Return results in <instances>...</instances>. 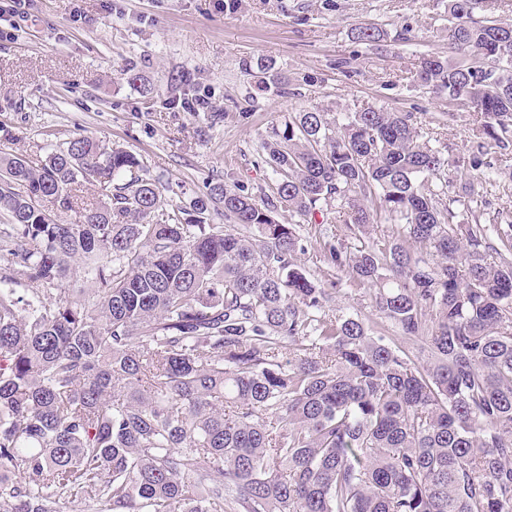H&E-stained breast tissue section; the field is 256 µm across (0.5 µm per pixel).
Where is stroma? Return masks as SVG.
Returning <instances> with one entry per match:
<instances>
[{
    "label": "stroma",
    "mask_w": 512,
    "mask_h": 512,
    "mask_svg": "<svg viewBox=\"0 0 512 512\" xmlns=\"http://www.w3.org/2000/svg\"><path fill=\"white\" fill-rule=\"evenodd\" d=\"M29 0L24 15L0 14V157L37 159L43 147L76 136L116 144L138 155L174 204L224 181L252 193L275 181L259 160L260 144L289 113L317 109L333 115L372 106L411 112L423 140L451 160L449 197L470 177L468 112L448 117L445 97L422 87L423 55L448 53V0ZM375 25L380 45L356 41ZM271 65L282 81L245 64ZM140 71L159 100L145 108L122 70ZM204 97L225 113L211 127L178 100ZM459 219L512 221V181L489 186L483 202ZM308 274L330 282L319 253L302 255ZM336 282V281H333ZM336 314L369 321L386 336L370 296L348 278L336 282Z\"/></svg>",
    "instance_id": "obj_1"
}]
</instances>
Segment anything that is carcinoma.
<instances>
[{
  "label": "carcinoma",
  "mask_w": 512,
  "mask_h": 512,
  "mask_svg": "<svg viewBox=\"0 0 512 512\" xmlns=\"http://www.w3.org/2000/svg\"><path fill=\"white\" fill-rule=\"evenodd\" d=\"M499 2L448 0L471 61L417 71L473 113L486 181L512 180L483 160L512 154V24L475 18ZM260 159L270 192L174 208L90 137L0 157V512H512V258L443 201L448 159L374 107L292 112ZM333 200L324 257L399 336L336 315L277 219ZM78 272L93 287H65Z\"/></svg>",
  "instance_id": "carcinoma-1"
}]
</instances>
